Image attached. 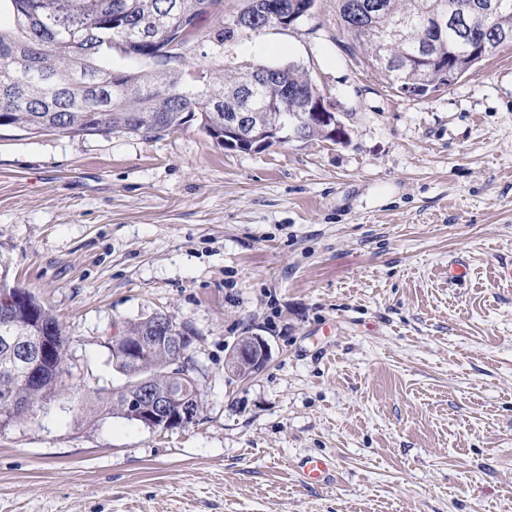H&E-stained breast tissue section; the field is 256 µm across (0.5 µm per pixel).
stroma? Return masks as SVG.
<instances>
[{
  "mask_svg": "<svg viewBox=\"0 0 512 512\" xmlns=\"http://www.w3.org/2000/svg\"><path fill=\"white\" fill-rule=\"evenodd\" d=\"M220 21L192 62L298 64L343 135L0 128V258L84 394L0 427V512H512V45L420 98L350 49L336 0L221 48ZM157 312L190 336L196 423L86 415L122 382L113 337ZM256 335L266 366L227 373ZM310 455L329 483L304 482ZM304 478L313 482L325 483L333 471V463L328 459L305 458L300 462Z\"/></svg>",
  "mask_w": 512,
  "mask_h": 512,
  "instance_id": "stroma-1",
  "label": "stroma"
}]
</instances>
